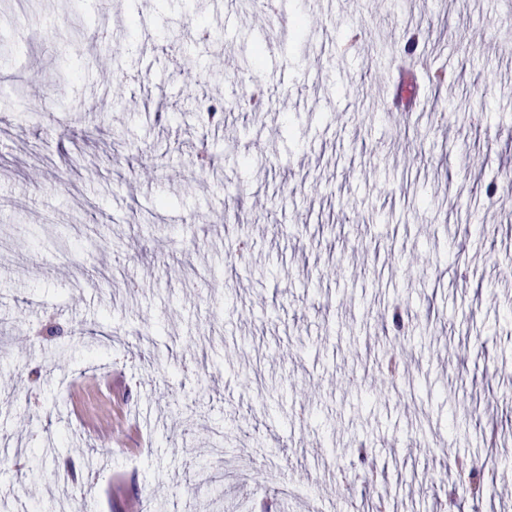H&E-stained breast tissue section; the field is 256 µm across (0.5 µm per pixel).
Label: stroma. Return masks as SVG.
I'll list each match as a JSON object with an SVG mask.
<instances>
[{"mask_svg": "<svg viewBox=\"0 0 512 512\" xmlns=\"http://www.w3.org/2000/svg\"><path fill=\"white\" fill-rule=\"evenodd\" d=\"M282 8L0 0V512H512V0Z\"/></svg>", "mask_w": 512, "mask_h": 512, "instance_id": "1", "label": "stroma"}]
</instances>
